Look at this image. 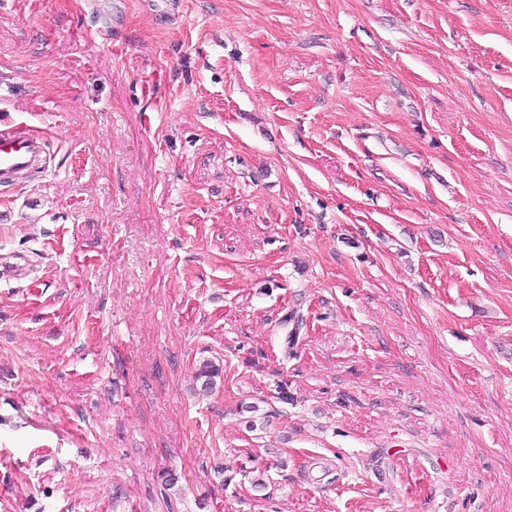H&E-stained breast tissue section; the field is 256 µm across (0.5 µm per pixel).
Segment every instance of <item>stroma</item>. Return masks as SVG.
Instances as JSON below:
<instances>
[{
    "mask_svg": "<svg viewBox=\"0 0 512 512\" xmlns=\"http://www.w3.org/2000/svg\"><path fill=\"white\" fill-rule=\"evenodd\" d=\"M11 122L0 512H512V0H0ZM45 136L25 123L0 130V187L14 188L28 174H46L53 158ZM221 369L211 360H203L195 373V379L200 384V391L210 393L216 384V378H220Z\"/></svg>",
    "mask_w": 512,
    "mask_h": 512,
    "instance_id": "1",
    "label": "stroma"
}]
</instances>
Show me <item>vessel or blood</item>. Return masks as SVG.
I'll list each match as a JSON object with an SVG mask.
<instances>
[{
    "label": "vessel or blood",
    "instance_id": "vessel-or-blood-1",
    "mask_svg": "<svg viewBox=\"0 0 512 512\" xmlns=\"http://www.w3.org/2000/svg\"><path fill=\"white\" fill-rule=\"evenodd\" d=\"M52 162L41 132L22 122L0 130V187H15L28 174H46Z\"/></svg>",
    "mask_w": 512,
    "mask_h": 512
}]
</instances>
